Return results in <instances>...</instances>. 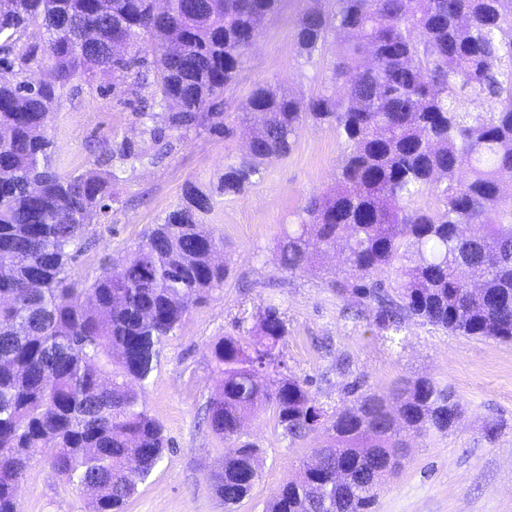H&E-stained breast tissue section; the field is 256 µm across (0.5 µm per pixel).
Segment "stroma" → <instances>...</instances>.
Returning a JSON list of instances; mask_svg holds the SVG:
<instances>
[{
	"mask_svg": "<svg viewBox=\"0 0 512 512\" xmlns=\"http://www.w3.org/2000/svg\"><path fill=\"white\" fill-rule=\"evenodd\" d=\"M313 5L329 10L333 0H282L278 13L262 22L255 47L224 89L231 135L205 132L177 139L155 164L127 169L110 209L93 220L94 238L73 263V278L98 275L132 252L148 227L179 202L188 183H218L225 165L247 151L253 123L245 118L246 103L255 85L307 96L317 92L315 72L299 68L294 45L296 22ZM156 109L154 77L145 69L120 90L102 76L74 83L55 107L58 166L69 172L91 169L103 145L139 140L138 113ZM339 159L335 131L306 124L290 154L267 159L244 195L218 197L206 216L213 235L223 241L220 257L230 276L212 299L190 303L161 349L142 400L169 446L125 512H266L283 483L309 461L320 437L290 442L268 408L244 427L247 440L260 448V479L251 495L229 511L210 483L231 449L203 421L208 401L221 389L209 363L210 346L236 335L237 318L258 315L270 304L278 305L288 323L279 351L289 373L310 380L327 410L346 401L349 384L386 396L420 377L452 388L461 399L463 412L447 434L410 438L399 474L381 479L371 512H512V344L415 321L387 337L375 325V304L337 296L330 288L342 270L336 252L317 251L297 274L279 266V236L306 199L333 189ZM341 359L350 362L342 374L336 371ZM18 499L21 512L95 510L91 492L72 488L39 459L27 468Z\"/></svg>",
	"mask_w": 512,
	"mask_h": 512,
	"instance_id": "35a3bbf8",
	"label": "stroma"
}]
</instances>
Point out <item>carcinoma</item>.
Masks as SVG:
<instances>
[{"mask_svg":"<svg viewBox=\"0 0 512 512\" xmlns=\"http://www.w3.org/2000/svg\"><path fill=\"white\" fill-rule=\"evenodd\" d=\"M0 0V50L38 31L46 80L25 87L28 52L0 58V512L16 499L29 463L44 457L62 480L96 493L97 512H124L168 447L142 390L188 301L224 286L203 217L215 197L242 195L272 156L289 154L302 124L336 130L342 160L333 190L310 198L278 242L280 266L304 269L318 245L344 257L331 287L377 305V327L417 319L464 336L512 342V0H336L296 25V57L319 68L329 35L344 49L305 101L258 86L252 146L224 167L214 189L185 188L127 257L92 280L71 278L94 215L109 208L125 165L154 162L173 135L224 129L221 95L264 18L281 0ZM133 55L113 60L115 39ZM149 67L158 112L140 113L143 146L102 147L97 168L59 171L55 103L72 82L124 85ZM435 198L421 206L419 199ZM394 272L397 285L382 275ZM239 336L210 346L222 392L208 425L236 444L210 477L224 504L258 477L244 421L273 408L291 441L319 432L331 454L306 465L266 512H368L375 487L336 488V467L370 469L406 447L405 433L447 432L462 410L454 391L418 378L385 398L358 396L329 414L277 348L288 335L270 306Z\"/></svg>","mask_w":512,"mask_h":512,"instance_id":"cac0c4a2","label":"carcinoma"}]
</instances>
